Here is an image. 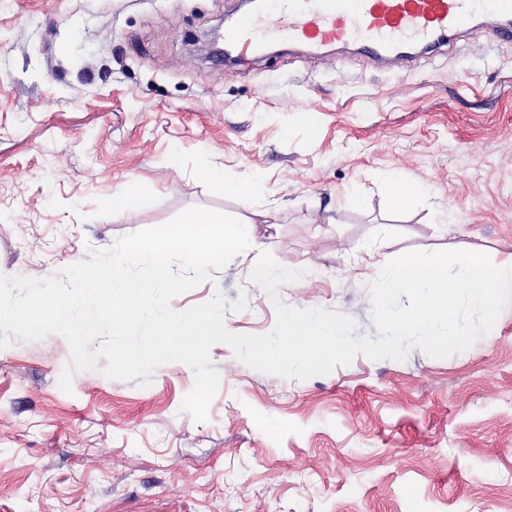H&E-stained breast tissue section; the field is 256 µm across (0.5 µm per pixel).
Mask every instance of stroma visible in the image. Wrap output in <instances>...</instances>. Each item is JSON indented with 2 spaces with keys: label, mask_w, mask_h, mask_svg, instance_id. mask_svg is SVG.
Wrapping results in <instances>:
<instances>
[{
  "label": "stroma",
  "mask_w": 512,
  "mask_h": 512,
  "mask_svg": "<svg viewBox=\"0 0 512 512\" xmlns=\"http://www.w3.org/2000/svg\"><path fill=\"white\" fill-rule=\"evenodd\" d=\"M235 0H0V273L44 279L202 207L251 243L174 298L245 299L226 328L265 334L275 304L373 336L367 263L403 252L512 259V44L480 33L385 69L350 47L227 65L202 49ZM217 166L249 200L197 180ZM420 185L396 203L390 179ZM157 192L128 216L113 195ZM308 268L268 294L260 253ZM67 340L0 349V512H512V308L446 358L359 354L325 375L255 371L230 346L206 421L193 370L148 386L105 359L60 375Z\"/></svg>",
  "instance_id": "35a3bbf8"
}]
</instances>
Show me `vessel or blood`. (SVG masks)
Here are the masks:
<instances>
[{"instance_id":"vessel-or-blood-1","label":"vessel or blood","mask_w":512,"mask_h":512,"mask_svg":"<svg viewBox=\"0 0 512 512\" xmlns=\"http://www.w3.org/2000/svg\"><path fill=\"white\" fill-rule=\"evenodd\" d=\"M481 16L493 17L497 37L512 40V0H267L261 10L225 25L224 46L245 60L282 41L358 42L387 60L416 46L436 51Z\"/></svg>"}]
</instances>
